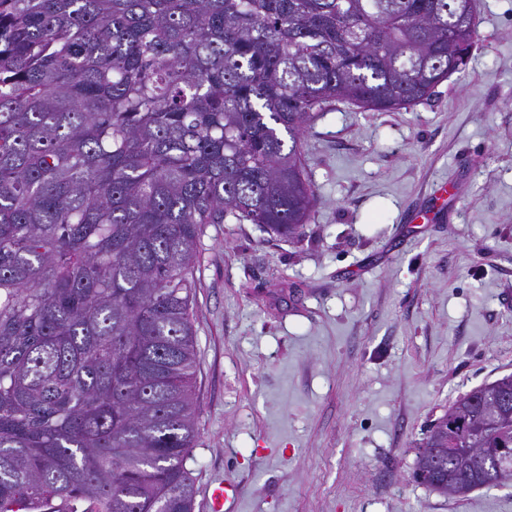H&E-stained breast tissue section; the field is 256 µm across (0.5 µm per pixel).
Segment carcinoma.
Instances as JSON below:
<instances>
[{
	"mask_svg": "<svg viewBox=\"0 0 512 512\" xmlns=\"http://www.w3.org/2000/svg\"><path fill=\"white\" fill-rule=\"evenodd\" d=\"M473 44L454 0H0V512H193L204 227L301 236L311 122L408 109ZM495 392L431 425L417 481L431 448L439 493L512 479Z\"/></svg>",
	"mask_w": 512,
	"mask_h": 512,
	"instance_id": "carcinoma-1",
	"label": "carcinoma"
}]
</instances>
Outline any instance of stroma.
Instances as JSON below:
<instances>
[{
	"label": "stroma",
	"mask_w": 512,
	"mask_h": 512,
	"mask_svg": "<svg viewBox=\"0 0 512 512\" xmlns=\"http://www.w3.org/2000/svg\"><path fill=\"white\" fill-rule=\"evenodd\" d=\"M474 4L467 66L429 99L308 126L300 240L206 225L195 512L225 478L233 512H512V480L458 497L413 477L448 407L512 373V0Z\"/></svg>",
	"instance_id": "stroma-1"
}]
</instances>
